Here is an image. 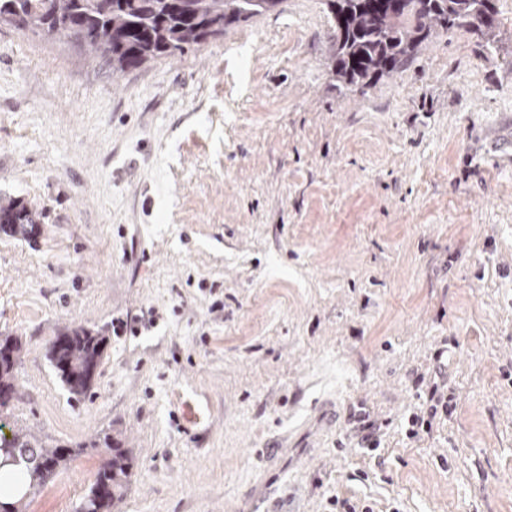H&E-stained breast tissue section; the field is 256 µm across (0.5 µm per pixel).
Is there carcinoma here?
I'll return each instance as SVG.
<instances>
[{"label": "carcinoma", "mask_w": 512, "mask_h": 512, "mask_svg": "<svg viewBox=\"0 0 512 512\" xmlns=\"http://www.w3.org/2000/svg\"><path fill=\"white\" fill-rule=\"evenodd\" d=\"M281 0H0V24L29 31L46 40L76 39L93 62L106 61L114 72L146 67L161 57H177L192 47L224 36L241 22L275 10ZM333 15L328 66L344 86L366 87L392 76L437 30L481 32L487 43L499 41V22L492 0H330ZM0 230L30 237L38 233L37 214L21 202L0 198ZM67 345L52 347L49 359L71 396L79 400L90 389L88 370L99 366L106 343L100 333L78 327L63 333ZM14 352L0 364V408L13 399V371L22 345L0 337ZM108 459L82 498L77 512H118L132 476L129 450L106 434ZM27 435L7 438L0 446L29 448ZM68 448H35L24 465L26 493L42 486L71 457Z\"/></svg>", "instance_id": "carcinoma-1"}]
</instances>
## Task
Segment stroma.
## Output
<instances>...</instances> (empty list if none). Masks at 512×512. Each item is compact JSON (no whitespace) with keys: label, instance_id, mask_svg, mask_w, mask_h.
<instances>
[{"label":"stroma","instance_id":"obj_1","mask_svg":"<svg viewBox=\"0 0 512 512\" xmlns=\"http://www.w3.org/2000/svg\"><path fill=\"white\" fill-rule=\"evenodd\" d=\"M363 89L326 0H282L115 74L0 26L8 430L70 448L24 512H76L121 440L120 512H512V0ZM106 336L86 398L48 351ZM445 352L452 409L406 436ZM382 422L358 447L351 412ZM0 230L35 236L39 230L37 214L20 201L0 198ZM0 342L9 344L14 352L12 358L11 347L6 345H0V409L6 407L13 399L15 393V386L13 383V371L15 366L21 361L22 357V345L21 343L12 336H0ZM11 360V361H10Z\"/></svg>","mask_w":512,"mask_h":512}]
</instances>
